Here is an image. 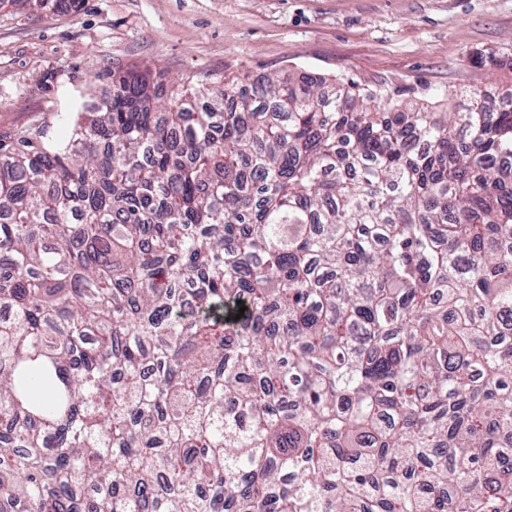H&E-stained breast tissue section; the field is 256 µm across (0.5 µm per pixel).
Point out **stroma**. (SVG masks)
<instances>
[{"label": "stroma", "instance_id": "1", "mask_svg": "<svg viewBox=\"0 0 512 512\" xmlns=\"http://www.w3.org/2000/svg\"><path fill=\"white\" fill-rule=\"evenodd\" d=\"M165 84L287 71L352 79L418 106L481 87L512 96V0H81L0 9V148L112 89L115 71Z\"/></svg>", "mask_w": 512, "mask_h": 512}]
</instances>
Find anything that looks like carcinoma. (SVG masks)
<instances>
[{"label":"carcinoma","mask_w":512,"mask_h":512,"mask_svg":"<svg viewBox=\"0 0 512 512\" xmlns=\"http://www.w3.org/2000/svg\"><path fill=\"white\" fill-rule=\"evenodd\" d=\"M163 96L0 153V512H512V107Z\"/></svg>","instance_id":"obj_1"}]
</instances>
